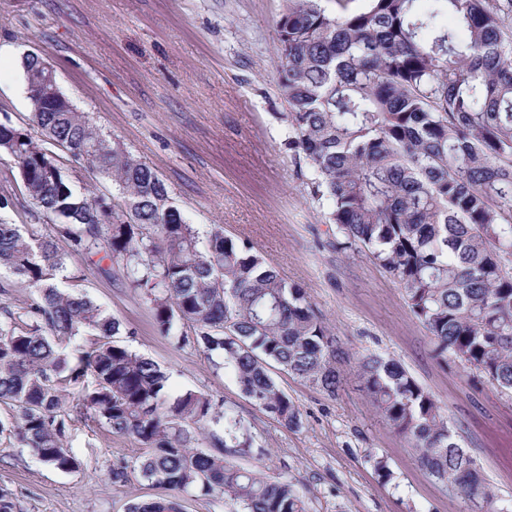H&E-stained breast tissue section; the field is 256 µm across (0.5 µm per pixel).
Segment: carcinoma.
Segmentation results:
<instances>
[{"label": "carcinoma", "instance_id": "obj_1", "mask_svg": "<svg viewBox=\"0 0 512 512\" xmlns=\"http://www.w3.org/2000/svg\"><path fill=\"white\" fill-rule=\"evenodd\" d=\"M350 2L336 0L331 15L321 0H285L276 72L288 151L307 164L343 248L367 250L402 286L437 356L512 390V0ZM445 15L455 27L439 23ZM31 126L40 138L0 125V151L50 220L23 231L0 219V267L37 292L29 319L0 326V436L49 467L78 468L62 392L79 385L98 424L146 448L135 469L112 463V483L136 471L165 491L128 512H183L184 494L221 496L238 512H307L289 481L230 461L266 456L243 417L201 392L169 398L167 372L119 340L120 322L61 273L74 255L116 264L161 334L189 325L177 342L231 366L242 393L289 429L301 414L274 370L331 398L341 387L343 350L304 288L220 224L200 244L156 170L87 113L47 103ZM66 160L122 200L76 191ZM77 336L90 342L74 359ZM359 375L422 470L465 500L493 499L433 396L400 364L365 357Z\"/></svg>", "mask_w": 512, "mask_h": 512}]
</instances>
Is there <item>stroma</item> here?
<instances>
[{"label":"stroma","instance_id":"stroma-1","mask_svg":"<svg viewBox=\"0 0 512 512\" xmlns=\"http://www.w3.org/2000/svg\"><path fill=\"white\" fill-rule=\"evenodd\" d=\"M284 0H0V121L27 129L31 105L22 60L40 54L79 111L152 166L200 231L223 225L251 241L282 277L300 284L348 357L347 384L331 398L288 374L298 406L291 430L246 398L229 369L158 333L149 305L121 278L73 257L80 288L122 324L137 354L169 374V393L199 391L247 420L266 448L264 471L290 481L309 512H512V396L441 361L401 286L365 254L337 248L335 225L310 193L305 165L289 153L277 80L276 22ZM0 218L29 228L46 221L0 153ZM400 363L437 401L456 442L490 484L491 501L461 499L429 478L410 441L381 418L358 386L360 359ZM67 446L80 466L62 472L0 437V488L22 512H127L160 490L131 474L112 484L115 460L145 449L92 419L76 417ZM392 472L382 483L374 458Z\"/></svg>","mask_w":512,"mask_h":512}]
</instances>
